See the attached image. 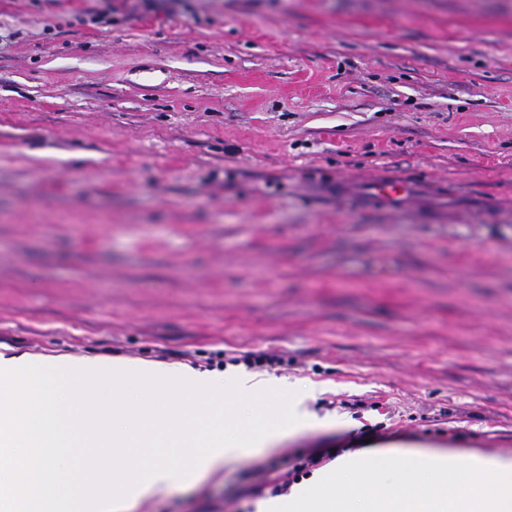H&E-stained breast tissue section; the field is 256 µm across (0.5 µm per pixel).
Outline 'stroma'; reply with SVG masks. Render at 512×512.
<instances>
[{
  "instance_id": "stroma-1",
  "label": "stroma",
  "mask_w": 512,
  "mask_h": 512,
  "mask_svg": "<svg viewBox=\"0 0 512 512\" xmlns=\"http://www.w3.org/2000/svg\"><path fill=\"white\" fill-rule=\"evenodd\" d=\"M0 345L285 352L344 421L136 512L366 425L512 454V0H0ZM411 186L402 180L372 184L364 191L367 197H376L386 205H394L410 196Z\"/></svg>"
}]
</instances>
